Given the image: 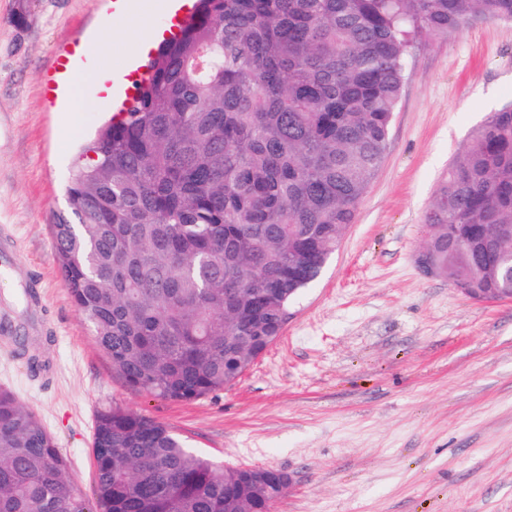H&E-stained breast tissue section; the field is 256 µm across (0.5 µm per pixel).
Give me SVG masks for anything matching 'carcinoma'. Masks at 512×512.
<instances>
[{
	"label": "carcinoma",
	"instance_id": "1",
	"mask_svg": "<svg viewBox=\"0 0 512 512\" xmlns=\"http://www.w3.org/2000/svg\"><path fill=\"white\" fill-rule=\"evenodd\" d=\"M128 108L74 164L53 225L63 286L127 386L189 402L281 335L385 157L413 43L512 0H196ZM454 286L512 295V102L453 157L425 214ZM94 499L0 388V512H265L279 486L163 424L97 418Z\"/></svg>",
	"mask_w": 512,
	"mask_h": 512
}]
</instances>
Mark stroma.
I'll return each mask as SVG.
<instances>
[{
  "instance_id": "obj_1",
  "label": "stroma",
  "mask_w": 512,
  "mask_h": 512,
  "mask_svg": "<svg viewBox=\"0 0 512 512\" xmlns=\"http://www.w3.org/2000/svg\"><path fill=\"white\" fill-rule=\"evenodd\" d=\"M156 17L118 0H0V313L28 360L0 354V386L39 416L93 496L96 417L122 407L191 449L291 477L273 512H512V301L480 302L416 262L424 214L454 154L512 101V22L416 44L389 145L357 219L280 338L233 385L192 402L132 391L61 283L53 226L78 147L105 119L43 87L73 36L109 38ZM49 359L51 372L30 368Z\"/></svg>"
}]
</instances>
